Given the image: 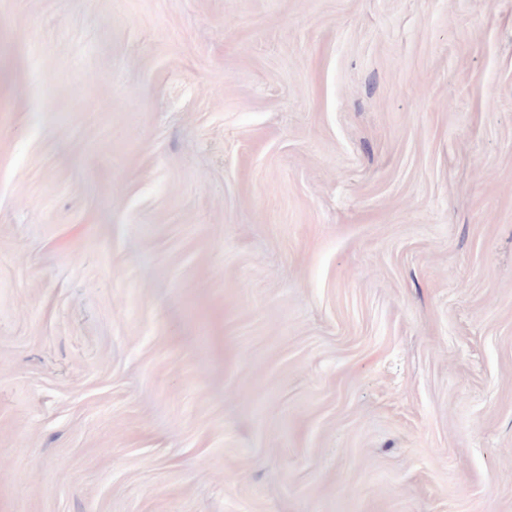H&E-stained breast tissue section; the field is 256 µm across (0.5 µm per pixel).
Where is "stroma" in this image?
Returning a JSON list of instances; mask_svg holds the SVG:
<instances>
[{"mask_svg":"<svg viewBox=\"0 0 512 512\" xmlns=\"http://www.w3.org/2000/svg\"><path fill=\"white\" fill-rule=\"evenodd\" d=\"M0 512H512V0H0Z\"/></svg>","mask_w":512,"mask_h":512,"instance_id":"1","label":"stroma"}]
</instances>
